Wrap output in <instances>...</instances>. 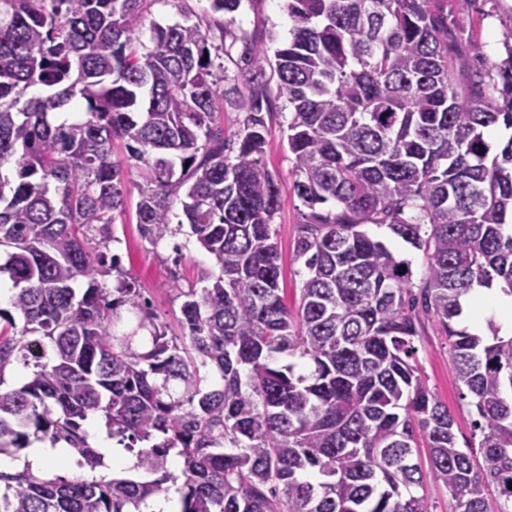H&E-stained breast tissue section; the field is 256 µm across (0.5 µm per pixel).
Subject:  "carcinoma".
I'll list each match as a JSON object with an SVG mask.
<instances>
[{
  "label": "carcinoma",
  "mask_w": 512,
  "mask_h": 512,
  "mask_svg": "<svg viewBox=\"0 0 512 512\" xmlns=\"http://www.w3.org/2000/svg\"><path fill=\"white\" fill-rule=\"evenodd\" d=\"M186 2L0 0V168L16 172L0 175V277L24 319L0 331V369L14 356L34 367L0 389V454L34 434L93 471L103 456L82 422L100 414L151 476L0 471V512H149L172 489L178 512H431L428 476L455 512H490V486L496 512H512V334L492 320L483 333L459 326L474 287L512 296V136L495 154L486 139L512 130V44L488 89L456 69L482 43L448 23V4L474 0H286L292 27L272 62L224 20L242 0H209L191 24L153 20V46L141 41L152 4L186 18ZM275 98L292 112L307 208L295 309L265 162ZM226 105L240 114L233 139ZM133 170L141 238L172 234L179 204L218 267L178 289L179 335L155 323L119 257L86 247L91 232L114 239ZM367 224L423 252L420 284ZM123 307L141 318L120 334ZM429 321L477 416L480 440L463 448L416 365ZM33 341L52 357L30 363ZM421 440L428 476L414 462Z\"/></svg>",
  "instance_id": "cac0c4a2"
}]
</instances>
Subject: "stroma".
Wrapping results in <instances>:
<instances>
[{
	"label": "stroma",
	"instance_id": "stroma-1",
	"mask_svg": "<svg viewBox=\"0 0 512 512\" xmlns=\"http://www.w3.org/2000/svg\"><path fill=\"white\" fill-rule=\"evenodd\" d=\"M234 18L236 25L249 35L258 38L273 35L281 41L287 39L292 25L284 0H251L235 13ZM459 22L465 35L476 36L485 44L483 57L468 59L466 70L472 79L486 80L491 63L501 60L506 43H512V0H500L498 11L490 14L485 13L483 4L479 2L470 14L461 16ZM290 119L289 111L277 110L270 125L266 163L279 176L282 207L275 217L274 226L282 256L281 286L286 290L289 307L293 308L298 304L305 269L302 261L294 256V243L304 207L293 191L292 156L284 139ZM129 181L127 213L115 226L116 240L110 243L109 250L120 256L126 273L148 294L156 322L174 329L180 316L178 288L195 282L200 268L214 267L215 261L195 239L183 233L154 245L144 242L136 224L137 175H130ZM416 347V359L423 379L453 415L459 443L469 442L475 415L467 400L460 395L448 343L438 323H426Z\"/></svg>",
	"mask_w": 512,
	"mask_h": 512
}]
</instances>
